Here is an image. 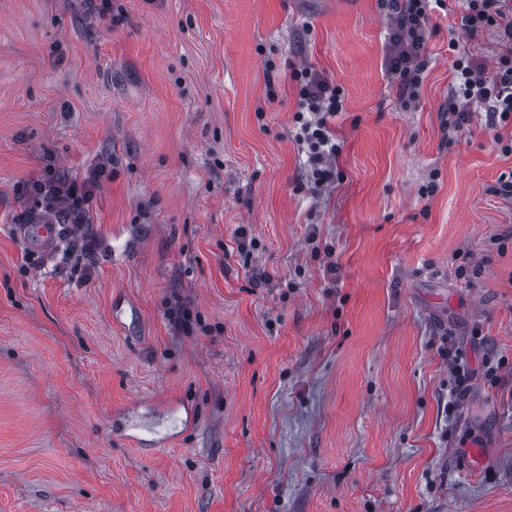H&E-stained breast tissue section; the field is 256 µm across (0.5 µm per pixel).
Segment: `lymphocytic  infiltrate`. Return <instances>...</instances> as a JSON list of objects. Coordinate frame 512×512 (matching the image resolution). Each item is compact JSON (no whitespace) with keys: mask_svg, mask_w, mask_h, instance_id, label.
Listing matches in <instances>:
<instances>
[{"mask_svg":"<svg viewBox=\"0 0 512 512\" xmlns=\"http://www.w3.org/2000/svg\"><path fill=\"white\" fill-rule=\"evenodd\" d=\"M431 0H382L391 23L389 72L397 79L405 101L418 94L421 74L426 66L424 48L430 34ZM495 28L507 50L497 66L486 69L469 52H459L455 62L454 89L448 97L449 128L460 131L469 125L472 104L483 106L488 123L512 118V0H468L464 27L475 35L479 27ZM299 139L308 149L309 177L315 187L333 179L332 164L338 151L332 141L330 118L343 109L339 89L308 69L300 70ZM96 180L87 177L75 182L45 170L28 179L26 189L42 198L47 213L66 227L68 253L75 260L87 259L94 243L80 227L89 223V202Z\"/></svg>","mask_w":512,"mask_h":512,"instance_id":"f902f5d3","label":"lymphocytic infiltrate"}]
</instances>
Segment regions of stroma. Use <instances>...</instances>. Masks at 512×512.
<instances>
[{
  "label": "stroma",
  "instance_id": "35a3bbf8",
  "mask_svg": "<svg viewBox=\"0 0 512 512\" xmlns=\"http://www.w3.org/2000/svg\"><path fill=\"white\" fill-rule=\"evenodd\" d=\"M465 13L406 103L379 0H0V512H512V119L442 123L457 48L506 46ZM47 167L99 173L83 267L25 261ZM300 111L296 112V122L300 124L299 140L308 149L309 177L314 187L328 185L334 176L332 159L338 146L332 142L329 118L336 117L343 110L339 89L312 70H299ZM305 112L312 115L306 119ZM448 360L450 375L453 377L455 389L459 392H463L467 384L471 381L473 372L463 362V359L458 354H454L452 350L448 352Z\"/></svg>",
  "mask_w": 512,
  "mask_h": 512
}]
</instances>
